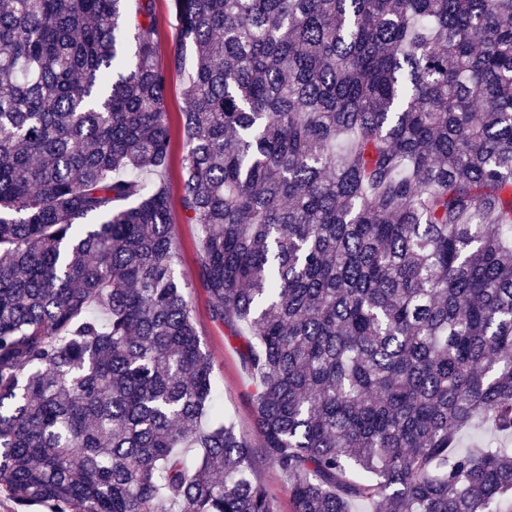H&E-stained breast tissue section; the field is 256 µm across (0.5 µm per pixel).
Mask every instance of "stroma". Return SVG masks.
I'll list each match as a JSON object with an SVG mask.
<instances>
[{
	"mask_svg": "<svg viewBox=\"0 0 512 512\" xmlns=\"http://www.w3.org/2000/svg\"><path fill=\"white\" fill-rule=\"evenodd\" d=\"M153 14L157 27L156 59L160 66L171 70L166 98L167 122L171 136L170 162L165 173V181L169 194L170 219L179 251V260L174 266V271L177 277L190 285L189 294L194 320L203 347L213 362V377L219 389L224 415L234 423L241 436L256 446V476L274 501L278 512H294L287 481L258 449L260 438L254 426L253 402L246 387L247 375L242 368L239 344L223 325L212 321L207 297L196 286L200 228L190 223L181 205L187 156L182 116L186 84L182 73L170 67L179 46V35L170 14L169 0H153Z\"/></svg>",
	"mask_w": 512,
	"mask_h": 512,
	"instance_id": "obj_1",
	"label": "stroma"
}]
</instances>
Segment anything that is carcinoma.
Instances as JSON below:
<instances>
[{
    "instance_id": "obj_1",
    "label": "carcinoma",
    "mask_w": 512,
    "mask_h": 512,
    "mask_svg": "<svg viewBox=\"0 0 512 512\" xmlns=\"http://www.w3.org/2000/svg\"><path fill=\"white\" fill-rule=\"evenodd\" d=\"M0 0V490L276 512L162 179L152 0ZM182 207L294 512H512V0H171ZM186 84L181 72L171 70L166 98L167 122L170 130V162L165 173L169 194L170 219L178 245L179 261L174 265L177 277L189 283L193 316L202 345L213 362V377L219 389L224 415L236 431L253 445L256 476L268 496L274 501L277 512H294L288 482L265 458L260 448V438L254 426L253 402L246 388L247 374L242 368L239 344L229 335L224 325L212 321L206 294L196 288L198 269L197 253L200 247V228L191 224L181 205L184 167L187 147L183 129L182 112L185 107ZM492 440L503 443L511 442L512 445L511 436L504 437L482 425H475L473 427L463 430L460 433L458 445L461 448H459V450L471 449L470 447H474Z\"/></svg>"
}]
</instances>
